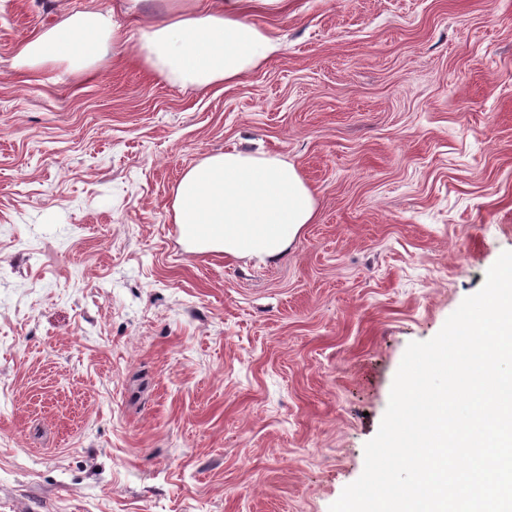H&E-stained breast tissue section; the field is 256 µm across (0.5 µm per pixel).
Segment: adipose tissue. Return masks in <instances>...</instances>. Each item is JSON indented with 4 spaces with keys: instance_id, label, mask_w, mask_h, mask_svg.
Segmentation results:
<instances>
[{
    "instance_id": "obj_1",
    "label": "adipose tissue",
    "mask_w": 512,
    "mask_h": 512,
    "mask_svg": "<svg viewBox=\"0 0 512 512\" xmlns=\"http://www.w3.org/2000/svg\"><path fill=\"white\" fill-rule=\"evenodd\" d=\"M245 0H165L160 16L145 17L132 46L162 79L203 89L234 84L279 48V41L244 11ZM114 13L83 10L25 44L21 61L58 62L83 70L108 44H122ZM316 214L313 192L281 157L236 149L188 168L175 189L174 221L197 252L273 260L285 253Z\"/></svg>"
}]
</instances>
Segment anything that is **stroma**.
I'll return each instance as SVG.
<instances>
[{"mask_svg":"<svg viewBox=\"0 0 512 512\" xmlns=\"http://www.w3.org/2000/svg\"><path fill=\"white\" fill-rule=\"evenodd\" d=\"M86 9L141 24L0 0V512H328L408 344L512 250V0H289L230 87L19 63ZM233 148L313 191L278 261L180 239Z\"/></svg>","mask_w":512,"mask_h":512,"instance_id":"35a3bbf8","label":"stroma"}]
</instances>
